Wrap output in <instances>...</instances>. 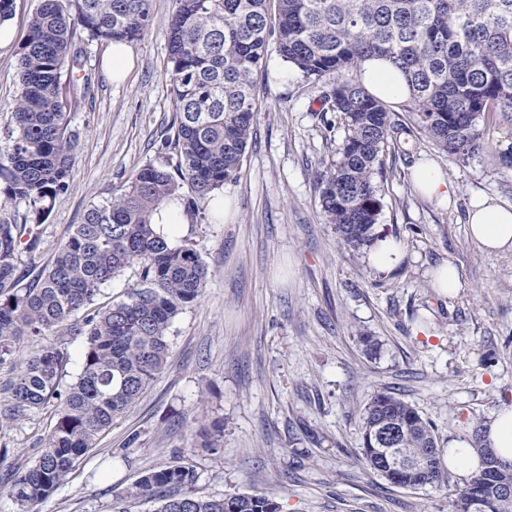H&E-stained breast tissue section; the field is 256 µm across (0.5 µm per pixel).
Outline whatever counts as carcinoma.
I'll return each mask as SVG.
<instances>
[{
    "mask_svg": "<svg viewBox=\"0 0 512 512\" xmlns=\"http://www.w3.org/2000/svg\"><path fill=\"white\" fill-rule=\"evenodd\" d=\"M150 21L151 0H40L19 46L21 94L0 180L33 223L0 219V364L25 340L39 347L3 384L9 401L0 422L62 400L46 448L11 474V496L24 512L65 482L164 369L173 320L201 297L208 267L190 243L170 240L153 215L185 184L192 193L186 209L195 213L238 178L257 112L254 74L269 48L324 89L328 111L344 128L338 158L320 163L315 185L324 223L355 253L378 238L376 175L384 148L406 157L401 141L419 132L465 162L490 147L486 115L512 120V0H275L273 7L269 0H175L168 60L178 116L174 136L163 143L175 150L174 170L147 164L109 201L90 205L37 279L24 285L21 256L36 250L40 225L68 190L79 145L58 96L62 76L81 64L76 33L131 43ZM370 57L403 75L412 124L363 85L361 63ZM134 264L139 287L89 309L101 288ZM68 336L85 337L86 349L81 374L62 391ZM389 428L396 447L427 468L390 472L382 465ZM465 436L480 467L458 483L442 464L433 426L412 404L380 390L363 409L358 455L395 487L445 489L448 512H512V500L499 497L501 483L512 482V463L488 447L483 429ZM196 481L185 464L149 469L126 497L156 501V512H280L270 493L210 498L193 493Z\"/></svg>",
    "mask_w": 512,
    "mask_h": 512,
    "instance_id": "1",
    "label": "carcinoma"
}]
</instances>
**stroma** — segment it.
Masks as SVG:
<instances>
[{"label":"stroma","instance_id":"stroma-1","mask_svg":"<svg viewBox=\"0 0 512 512\" xmlns=\"http://www.w3.org/2000/svg\"><path fill=\"white\" fill-rule=\"evenodd\" d=\"M39 0H14L13 40L0 49V157L20 95L18 47ZM174 0H152V21L133 42L135 65L112 83L102 69L108 41L81 36L91 85L62 82L59 96L79 134L70 186L40 226V244L22 256L36 275L80 223L85 209L149 163L169 162L176 105L167 50ZM258 112L236 180L221 189L226 215H190L177 240L192 243L209 267L203 295L170 330L165 369L129 411L115 419L66 481L34 512H154L127 488L145 470L183 463L198 495L272 492L281 512H447L444 489L388 484L351 453L361 442L362 410L382 389L432 422L441 442L512 405V254L490 255L471 240L475 197L512 205V169L496 151L512 149V121L488 118L495 151L468 162L424 136L407 146L414 161L440 167L448 203L420 196L411 169L385 156L377 233L404 257L392 270L338 244L324 224L315 189L320 163L336 157L340 127L320 119L319 88L276 52L254 75ZM454 263L463 287L440 294L431 271ZM375 336L369 354L361 335ZM58 401L0 424V512H21L5 481L45 447ZM220 420L218 453L199 448L201 420Z\"/></svg>","mask_w":512,"mask_h":512}]
</instances>
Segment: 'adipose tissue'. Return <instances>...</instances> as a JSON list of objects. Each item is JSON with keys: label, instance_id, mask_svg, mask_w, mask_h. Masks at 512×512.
Wrapping results in <instances>:
<instances>
[{"label": "adipose tissue", "instance_id": "obj_1", "mask_svg": "<svg viewBox=\"0 0 512 512\" xmlns=\"http://www.w3.org/2000/svg\"><path fill=\"white\" fill-rule=\"evenodd\" d=\"M364 85L379 99L399 103L407 96L402 75L386 60L371 58L362 65ZM471 237L487 254L512 253V207L484 197L472 203L467 213Z\"/></svg>", "mask_w": 512, "mask_h": 512}]
</instances>
